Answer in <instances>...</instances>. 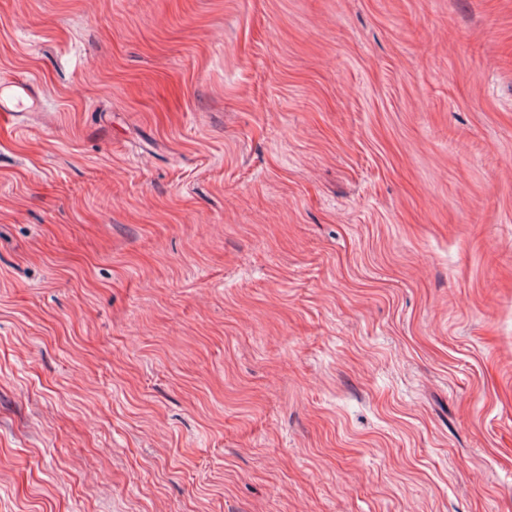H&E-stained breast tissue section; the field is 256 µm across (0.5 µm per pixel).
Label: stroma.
<instances>
[{"label":"stroma","mask_w":512,"mask_h":512,"mask_svg":"<svg viewBox=\"0 0 512 512\" xmlns=\"http://www.w3.org/2000/svg\"><path fill=\"white\" fill-rule=\"evenodd\" d=\"M0 512H512V0H0ZM38 91L33 81L26 78H17L9 84L2 86L0 91V112L2 121L10 124L15 121L17 113L32 112L40 108Z\"/></svg>","instance_id":"stroma-1"}]
</instances>
